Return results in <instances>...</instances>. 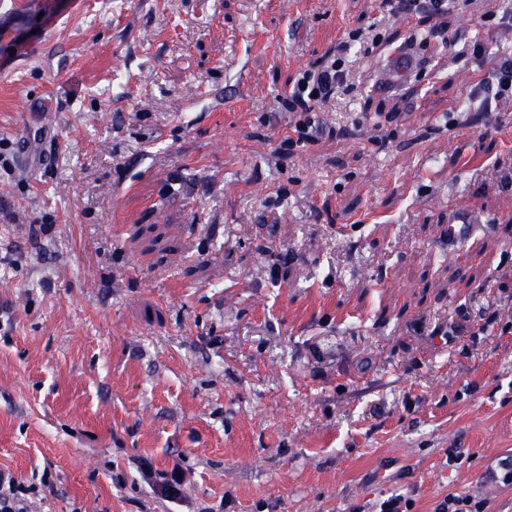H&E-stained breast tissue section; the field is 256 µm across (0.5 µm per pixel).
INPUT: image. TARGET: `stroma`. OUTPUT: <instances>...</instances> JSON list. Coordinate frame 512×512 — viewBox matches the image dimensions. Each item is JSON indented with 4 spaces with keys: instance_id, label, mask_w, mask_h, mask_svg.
Segmentation results:
<instances>
[{
    "instance_id": "1",
    "label": "stroma",
    "mask_w": 512,
    "mask_h": 512,
    "mask_svg": "<svg viewBox=\"0 0 512 512\" xmlns=\"http://www.w3.org/2000/svg\"><path fill=\"white\" fill-rule=\"evenodd\" d=\"M295 2L0 0V469L29 512H512V106L468 111L461 55L512 49L507 4L443 38ZM353 29L381 42L336 137L287 149L281 97ZM482 508L480 502H473L470 497L448 495L436 505L434 512H483Z\"/></svg>"
}]
</instances>
